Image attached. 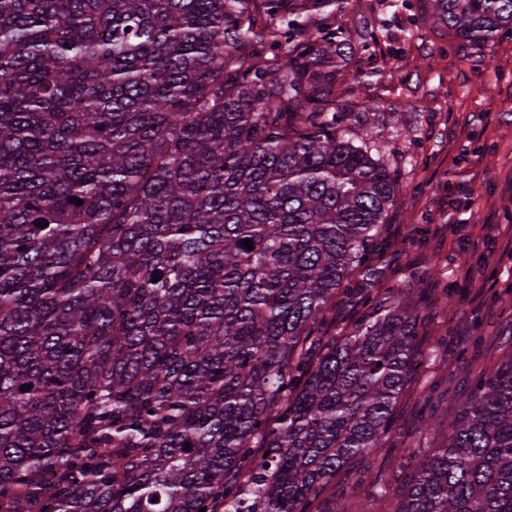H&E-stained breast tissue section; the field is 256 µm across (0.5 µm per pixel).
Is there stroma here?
Instances as JSON below:
<instances>
[{"label": "stroma", "instance_id": "35a3bbf8", "mask_svg": "<svg viewBox=\"0 0 512 512\" xmlns=\"http://www.w3.org/2000/svg\"><path fill=\"white\" fill-rule=\"evenodd\" d=\"M426 8L353 0L349 17L331 20L369 34L336 95L371 103L364 141L400 186L372 260L376 286L423 275L419 338L436 353L397 403L390 438L356 461L395 487L404 449L423 442V390H445L432 411L447 422L512 341V35L474 45L435 27ZM359 70L370 75L360 89ZM396 100L406 108L389 112Z\"/></svg>", "mask_w": 512, "mask_h": 512}]
</instances>
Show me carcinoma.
Returning <instances> with one entry per match:
<instances>
[{"instance_id":"1","label":"carcinoma","mask_w":512,"mask_h":512,"mask_svg":"<svg viewBox=\"0 0 512 512\" xmlns=\"http://www.w3.org/2000/svg\"><path fill=\"white\" fill-rule=\"evenodd\" d=\"M349 4L0 0V512H310L341 472L367 512H512V350L403 485L350 467L433 352L420 277L321 332L399 190L341 128Z\"/></svg>"}]
</instances>
